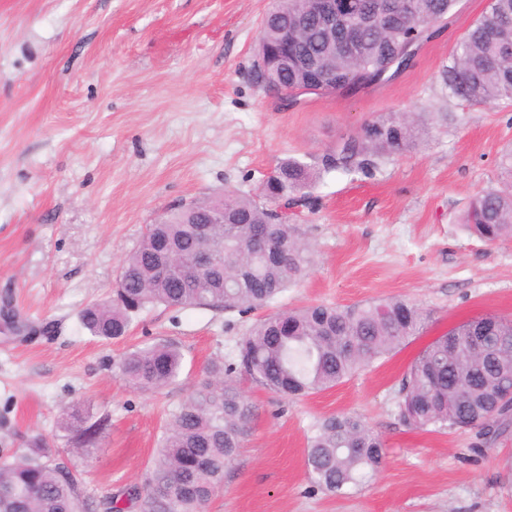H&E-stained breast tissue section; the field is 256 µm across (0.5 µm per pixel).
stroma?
<instances>
[{"mask_svg":"<svg viewBox=\"0 0 512 512\" xmlns=\"http://www.w3.org/2000/svg\"><path fill=\"white\" fill-rule=\"evenodd\" d=\"M489 4L459 0L393 79L290 106L250 77L271 0H0V307L19 324L0 328V455L43 436L87 512H104L105 497L144 482L207 364L265 312L402 297L429 312L427 328L336 388L292 402L239 375L253 415L209 512H512V432L478 453L475 430H416L398 407L433 338L485 313L512 318V237L489 245L461 223L471 197L501 184L512 103L472 106L443 83ZM389 113L417 117L425 140L373 174L330 173L289 207L313 263L268 308L157 305L121 340L81 327L147 225L196 198L255 192L280 159L321 156ZM162 340L183 353L177 381L129 387L121 357ZM74 408L110 414L96 447L61 428ZM337 414L360 416L387 448L381 471L342 495L313 488L306 467L314 425Z\"/></svg>","mask_w":512,"mask_h":512,"instance_id":"stroma-1","label":"stroma"}]
</instances>
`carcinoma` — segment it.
Wrapping results in <instances>:
<instances>
[{"label":"carcinoma","mask_w":512,"mask_h":512,"mask_svg":"<svg viewBox=\"0 0 512 512\" xmlns=\"http://www.w3.org/2000/svg\"><path fill=\"white\" fill-rule=\"evenodd\" d=\"M457 0H413L400 17L389 11L361 33L358 48L345 52L339 34L317 21L318 0H277L262 19L252 73L272 90L308 85L324 73L340 92L380 75L407 45L420 44L447 19ZM488 17L477 20L453 51L443 72L448 96L471 105L512 101V0H490ZM425 127L396 114L368 122L361 133L307 163L288 157L256 195L226 191L186 203L159 224H150L124 260L121 287L107 303L81 310L82 325L102 339H120L133 315L154 305L200 307L248 313L269 304L299 282L312 250L298 224L276 216L272 204L307 199L322 175L332 171L369 174L377 161L400 155L422 139ZM224 202V223L208 224ZM481 239L512 235V186L488 188L464 216ZM179 251L174 271L157 275L160 246ZM206 249L224 265L199 273L194 254ZM429 315L406 299L342 308L323 304L276 311L257 320L235 355L211 361L192 395L172 413L144 486L125 500L138 512H206L224 486V469L248 433L252 405L237 384L240 372L291 399L333 388L421 334ZM178 346L160 341L127 352L119 361L123 378L142 391L160 390L179 374ZM400 418L430 431L471 428L477 448H488L512 428V319L487 314L462 322L424 347L405 372ZM84 448L97 443L109 414L92 419L73 409L62 419ZM385 444L355 415L324 419L309 438L306 466L311 482L344 493L373 477ZM42 438L20 455L0 457V512H83L80 488Z\"/></svg>","instance_id":"carcinoma-1"}]
</instances>
